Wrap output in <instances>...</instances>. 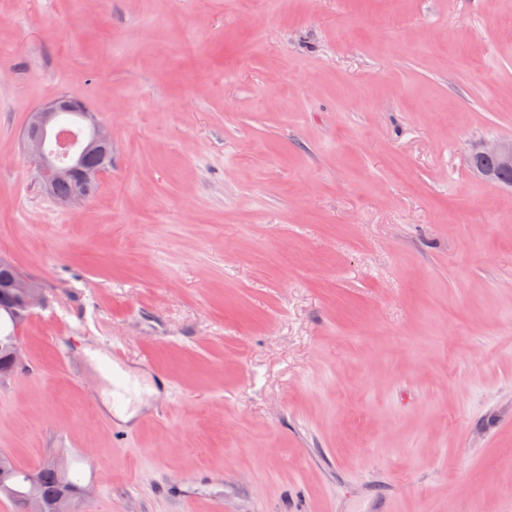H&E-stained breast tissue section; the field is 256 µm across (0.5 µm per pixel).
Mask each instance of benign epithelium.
Wrapping results in <instances>:
<instances>
[{
  "mask_svg": "<svg viewBox=\"0 0 512 512\" xmlns=\"http://www.w3.org/2000/svg\"><path fill=\"white\" fill-rule=\"evenodd\" d=\"M61 112H78L87 121L85 138L92 139V147L105 158H112V134L100 123L94 113L82 102L58 97L34 109L28 117L24 131V147L36 162V172L46 191H51L56 180L63 176L74 178L70 195L61 201L65 207L84 202L88 198L87 182L91 175L83 167L82 149L74 148V140H61L65 128L58 123ZM472 159L495 161L500 167L512 169V138L479 144L470 153ZM0 275L19 289V295L10 307V315L17 322H25L34 309L43 305V290L34 282L14 275L13 265H1Z\"/></svg>",
  "mask_w": 512,
  "mask_h": 512,
  "instance_id": "obj_1",
  "label": "benign epithelium"
}]
</instances>
